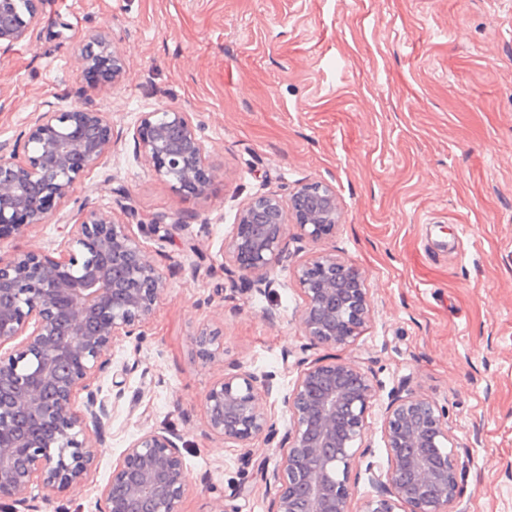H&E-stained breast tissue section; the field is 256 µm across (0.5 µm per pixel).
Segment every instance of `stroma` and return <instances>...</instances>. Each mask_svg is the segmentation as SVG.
<instances>
[{"label": "stroma", "mask_w": 512, "mask_h": 512, "mask_svg": "<svg viewBox=\"0 0 512 512\" xmlns=\"http://www.w3.org/2000/svg\"><path fill=\"white\" fill-rule=\"evenodd\" d=\"M102 34L127 62L91 85L78 61ZM77 104L105 113L111 152L58 203L48 222L0 239V256L56 253L60 227L83 210L166 215L146 239L167 289L139 345L109 350L94 380L122 394L111 436L63 512H98L100 491L141 428L181 437L190 477L181 512H272L255 463L281 451L208 434L202 404L225 370L269 377L280 401L303 363L354 359L379 393L367 418L373 461L387 466L382 411L410 383L442 406L470 465L453 512H512V0H42L30 39L0 49V143L23 144L36 113ZM192 113L213 165L210 190L184 198L137 159L141 113ZM313 181L342 205L319 244L288 231L280 287L261 295L224 273L238 207ZM356 266L372 315L356 344L310 345L290 268L314 249ZM220 328L215 357L193 343Z\"/></svg>", "instance_id": "35a3bbf8"}]
</instances>
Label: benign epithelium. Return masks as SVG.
I'll return each mask as SVG.
<instances>
[{
    "label": "benign epithelium",
    "mask_w": 512,
    "mask_h": 512,
    "mask_svg": "<svg viewBox=\"0 0 512 512\" xmlns=\"http://www.w3.org/2000/svg\"><path fill=\"white\" fill-rule=\"evenodd\" d=\"M38 3L28 0L27 14ZM25 15L17 0H0V44L26 39ZM79 60L83 72L106 69L105 83L125 72L123 55L99 34L88 36ZM133 139L138 156L177 193L207 191L209 156L191 113L144 112ZM111 148L106 116L78 105L37 116L23 150L0 145V236L45 223L51 205L68 198ZM340 217L336 191L321 181L299 186L286 201L257 194L240 205L226 253L241 280L261 293L277 284L288 226L317 243L336 231ZM64 229L57 257L38 248L0 257V506L9 512H57L59 496L81 490L112 420L91 381L105 367L106 351L142 335L166 288L144 244L167 229L163 219L134 226L125 212L105 218L92 209ZM293 276L310 344L354 346L371 312L362 272L315 251ZM218 335L216 328L196 334L202 359L214 357ZM265 394L271 388L257 376L226 374L207 392L203 414L209 434L226 442L244 447L262 436L283 449L277 467L264 473L275 512H449L456 501L469 452L455 443L445 410L410 386L389 395L382 411L388 467L367 465L372 493L357 501L352 474L374 454L365 442L374 376L352 359L308 363L282 398V434L263 406ZM34 485L43 490L39 504L30 503ZM188 485L173 434L146 428L112 468L99 512H181Z\"/></svg>",
    "instance_id": "obj_1"
}]
</instances>
